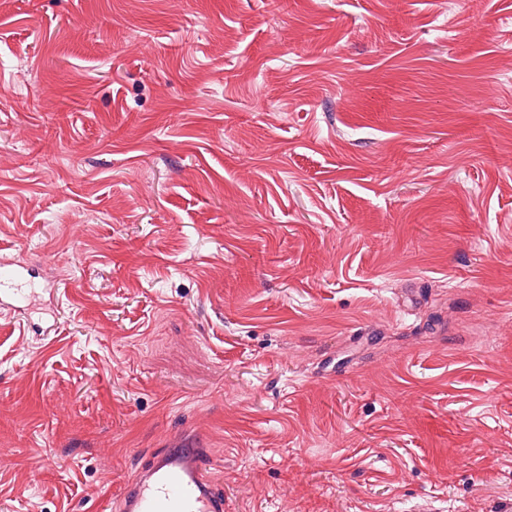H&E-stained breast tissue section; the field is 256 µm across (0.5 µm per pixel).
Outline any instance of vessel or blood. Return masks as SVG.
Here are the masks:
<instances>
[{
    "label": "vessel or blood",
    "mask_w": 512,
    "mask_h": 512,
    "mask_svg": "<svg viewBox=\"0 0 512 512\" xmlns=\"http://www.w3.org/2000/svg\"><path fill=\"white\" fill-rule=\"evenodd\" d=\"M30 270L0 261V306L15 305ZM206 449L167 448L151 455L120 493V512H224V496L204 477Z\"/></svg>",
    "instance_id": "obj_1"
}]
</instances>
